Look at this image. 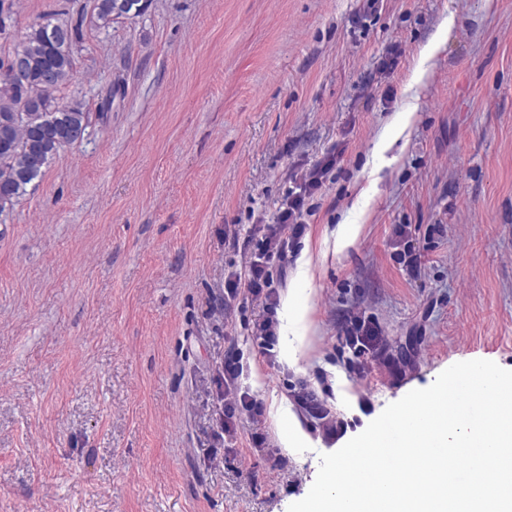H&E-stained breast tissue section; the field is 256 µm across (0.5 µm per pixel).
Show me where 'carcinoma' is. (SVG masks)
<instances>
[{"label":"carcinoma","mask_w":512,"mask_h":512,"mask_svg":"<svg viewBox=\"0 0 512 512\" xmlns=\"http://www.w3.org/2000/svg\"><path fill=\"white\" fill-rule=\"evenodd\" d=\"M17 2L0 0V37L4 23H15ZM151 2L93 0L92 8L82 4L74 17L45 15L18 42L0 45V224L59 150L82 141L91 123L82 100L58 98L73 79L83 27L107 30L119 19L144 15ZM17 58L25 62L24 85L11 79Z\"/></svg>","instance_id":"obj_1"}]
</instances>
